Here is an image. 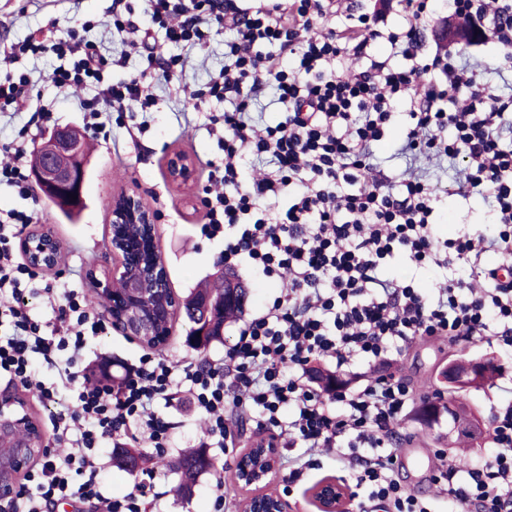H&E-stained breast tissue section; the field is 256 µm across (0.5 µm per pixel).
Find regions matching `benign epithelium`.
I'll list each match as a JSON object with an SVG mask.
<instances>
[{
	"label": "benign epithelium",
	"mask_w": 512,
	"mask_h": 512,
	"mask_svg": "<svg viewBox=\"0 0 512 512\" xmlns=\"http://www.w3.org/2000/svg\"><path fill=\"white\" fill-rule=\"evenodd\" d=\"M84 139L76 130L52 133L33 148L32 176L40 192L55 196L71 185L78 192L86 176ZM192 163L181 153L172 154L169 173L178 182L188 181ZM156 213L142 201L139 192L128 190L112 199V226L109 249L112 267L89 274L94 293L106 317L126 336L152 347L167 343L173 321L183 312V302L169 285L166 263L156 243ZM27 262L46 269L60 248L54 231L34 227L21 239ZM126 287L117 291L114 282ZM488 359L451 361L444 367L448 384L474 386L484 374ZM448 431L476 436L482 424L476 414L465 420L448 418ZM12 441L9 459L0 458V512H12L21 492V476L38 460L47 456L49 440L40 422L30 411V400L19 388L0 389V438ZM279 466V450L263 443L251 445L236 462L237 480L260 485L273 478ZM347 497L346 487L336 481H323L312 491L318 512H341ZM242 512H287L285 501L276 496L254 495L242 505Z\"/></svg>",
	"instance_id": "benign-epithelium-1"
}]
</instances>
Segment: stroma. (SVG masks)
<instances>
[{
  "label": "stroma",
  "mask_w": 512,
  "mask_h": 512,
  "mask_svg": "<svg viewBox=\"0 0 512 512\" xmlns=\"http://www.w3.org/2000/svg\"><path fill=\"white\" fill-rule=\"evenodd\" d=\"M111 15L112 0H0V46L24 41L36 33L49 38L54 32L62 33L66 28L90 20L94 26L87 30V39L117 52L121 45L110 36ZM419 25L422 54L438 49H471L474 56L484 62V79L494 92L512 96V71L499 68L504 47L491 40L470 46L463 27L452 15L448 0H432L430 13L420 20ZM224 38V31L212 32L204 63L188 67L182 78L154 77L152 85L158 109L153 112L146 131H138L135 120L129 115L110 111L102 117L104 135H86L88 162L82 204L77 212L67 214L48 198L37 196L33 206L38 221L54 229L61 244V259L56 268L38 273L29 297L36 316L44 320L51 317L42 303V289L46 284L67 282L88 288L89 272L109 261L110 203L113 194L128 188H138L144 202L158 214V246L167 263L170 285L179 297H186L218 271L221 248L200 233L203 188L208 172L206 162L218 152L217 141L207 130V117L231 110L232 105L226 101H212L197 108L186 99L185 92L204 87L218 74L224 65ZM58 64L56 55L46 52L22 58L16 66L0 68V80L11 76L18 68L28 72L32 96L47 104L51 111L48 122L43 125L47 134L60 127L80 129L84 126L75 95L58 91L49 79ZM175 151L184 153L193 162L188 182L181 185L171 180L168 171L170 155ZM424 168L433 192L440 198L435 226L437 239L457 238L466 229H490L493 217L488 197L455 195L453 166L438 167L428 161ZM236 276L248 291L241 319L263 312L280 292L279 284L258 277L248 268L237 269ZM240 321L226 323L220 339L198 348L188 341L190 323L186 318H179L173 325L168 345L159 350L158 355L171 362L223 359ZM89 348L95 354L94 365L107 369L113 379L121 373V361L136 358L145 351L139 342L117 332L90 338ZM466 349L471 356L489 355L495 361L492 381L465 393L471 409L486 421L497 407L512 402V348L475 340L467 343ZM455 351V345L445 341H420L397 355L393 364L377 363L370 365L369 370L377 374L393 372L406 378L416 388V399L421 402L440 391L438 375ZM174 405L178 426L173 430L171 446L165 452L166 457L172 459L187 450L199 448L205 430L203 416L189 393H178ZM417 414V409H410L403 424L405 439L400 445L402 454L395 476L427 501L431 512H448V496L442 485L432 480L440 462L466 469L482 464L494 448L488 435L474 440L452 439L448 436L447 424L429 427L418 419ZM257 438L255 426L250 423L237 432L235 447L209 449L215 466L197 476L186 497L176 491L179 475L150 464L137 474H128L115 462L116 449L112 440H103L97 450L102 466L103 492L109 497H120L141 482L148 488L151 512H214V485L221 479L229 490L223 512H239V505L250 490L236 481V460L242 448L250 446ZM279 454V472L262 491L284 499L288 512H317L311 490L321 481L333 479L349 488L355 484L351 471L343 468L332 453L313 456L310 466L303 470L299 479L289 481L288 461L298 456L299 451L284 444Z\"/></svg>",
  "instance_id": "obj_1"
}]
</instances>
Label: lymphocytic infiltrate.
Listing matches in <instances>:
<instances>
[{
	"mask_svg": "<svg viewBox=\"0 0 512 512\" xmlns=\"http://www.w3.org/2000/svg\"><path fill=\"white\" fill-rule=\"evenodd\" d=\"M337 0H266L256 9H225L224 0H147L148 25L138 24L127 0H112V26L124 46L103 53L77 30L52 45L60 65L50 75L63 91L94 86L78 106L92 132H101L103 112L150 116L156 105L144 77L112 81L136 52L171 76L183 71L181 57L161 56L152 26L170 43L205 49L214 28L235 31L224 44L226 63L206 85L208 96L235 101L233 111L209 118L220 156L208 160L212 187L203 198L201 233L223 246L227 268L248 266L281 283L272 305L240 328L223 360L172 363L143 354L124 364L117 386L78 385L75 367L88 340L111 329L73 286L45 287L47 306L59 329L46 331L29 308L34 271L18 255L16 241L34 221L27 208L0 211V378L23 384L51 407L54 439L67 452L24 476L16 512H48L72 500L96 512H147L145 490L121 498L101 491L93 452L102 439L124 447H167L176 424L155 411L175 390L189 392L205 414L216 448H231L230 413L255 422L274 438L289 435L309 451L339 449L367 499L357 512H428L426 504L391 477L399 426L414 403L411 385L392 374L373 375L357 388L324 390L305 383L311 361L332 358L336 368L354 361L387 358L420 337L449 343L488 339L512 347V144L502 125L512 98L478 81L461 52L417 62L419 22L427 0H400L408 17L399 31H383L380 17L347 12L351 34L341 38L330 22ZM453 14L473 36L492 34L512 46V0H453ZM386 40L407 66L377 60L372 47ZM278 90L276 125L257 129L245 114L268 85ZM26 75L0 82V112L27 108L31 125L50 116L28 97ZM409 104L399 146L403 158L420 153L463 165L455 192L488 194L499 232L488 239L466 233L438 241V199L415 174L402 192L377 174L374 147L394 114ZM450 139H442L444 129ZM499 260L485 265L487 251ZM416 266L431 263L469 269L468 278L447 279L437 298L382 273L394 252ZM55 368L44 381L37 364ZM495 454L459 473L440 471L453 512H512V404L490 420ZM370 445L372 455L358 454Z\"/></svg>",
	"mask_w": 512,
	"mask_h": 512,
	"instance_id": "lymphocytic-infiltrate-1",
	"label": "lymphocytic infiltrate"
}]
</instances>
